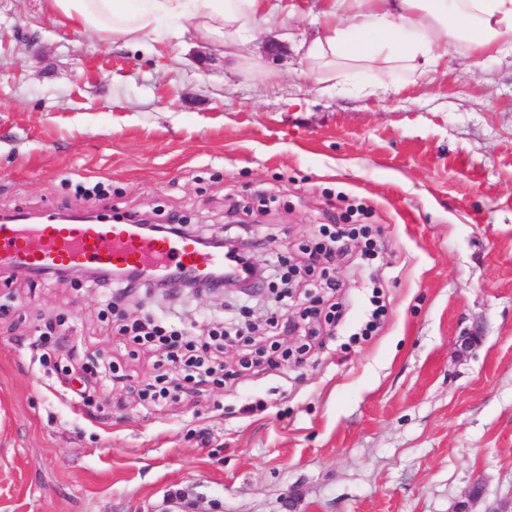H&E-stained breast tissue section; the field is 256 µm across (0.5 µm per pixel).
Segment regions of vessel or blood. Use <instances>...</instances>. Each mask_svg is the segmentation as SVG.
I'll list each match as a JSON object with an SVG mask.
<instances>
[{"mask_svg": "<svg viewBox=\"0 0 512 512\" xmlns=\"http://www.w3.org/2000/svg\"><path fill=\"white\" fill-rule=\"evenodd\" d=\"M223 266V254L204 251L194 237L147 236L128 222L73 218L29 224L21 214L0 222V272L46 273L82 267L160 269L176 276H195Z\"/></svg>", "mask_w": 512, "mask_h": 512, "instance_id": "b4317fda", "label": "vessel or blood"}]
</instances>
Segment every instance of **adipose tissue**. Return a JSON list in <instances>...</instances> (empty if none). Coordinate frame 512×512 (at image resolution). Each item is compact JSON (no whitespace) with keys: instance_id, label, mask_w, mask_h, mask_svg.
I'll return each mask as SVG.
<instances>
[{"instance_id":"ef3b65f1","label":"adipose tissue","mask_w":512,"mask_h":512,"mask_svg":"<svg viewBox=\"0 0 512 512\" xmlns=\"http://www.w3.org/2000/svg\"><path fill=\"white\" fill-rule=\"evenodd\" d=\"M321 31L308 51L309 80L325 75L348 83L361 69L407 71L435 81L449 46L463 48L472 66L512 56V0H324ZM51 16L92 34L100 47L145 46L161 23L180 37L191 20L200 37L240 65L251 31L277 22L270 0H46Z\"/></svg>"}]
</instances>
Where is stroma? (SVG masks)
Instances as JSON below:
<instances>
[{
    "label": "stroma",
    "mask_w": 512,
    "mask_h": 512,
    "mask_svg": "<svg viewBox=\"0 0 512 512\" xmlns=\"http://www.w3.org/2000/svg\"><path fill=\"white\" fill-rule=\"evenodd\" d=\"M232 72L191 21L180 42L93 49L45 0H0V212L176 214L185 233L259 236V263L303 265L323 224L377 227L328 268L343 331L301 319L305 274L269 336L266 307L140 291L121 315L94 281L0 274V512H472L512 505V57L469 67L449 51L430 84L396 73L301 77L322 0H280ZM282 53L270 56L268 44ZM378 276L385 313L355 332ZM179 311L252 327L224 341V382L139 389L159 355L120 320ZM478 342L460 354L459 340ZM309 345L269 365L271 345ZM121 381L78 402L69 375L98 362Z\"/></svg>",
    "instance_id": "1"
}]
</instances>
